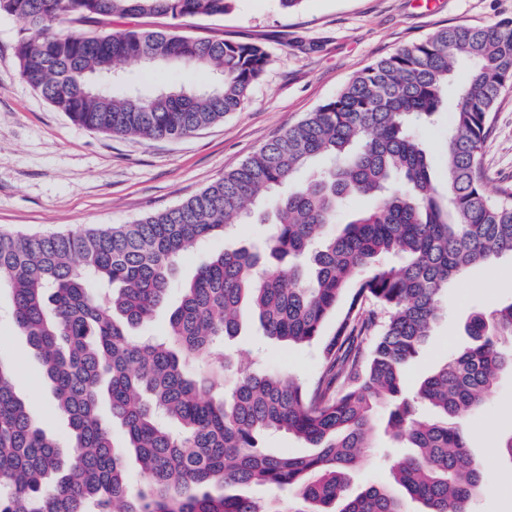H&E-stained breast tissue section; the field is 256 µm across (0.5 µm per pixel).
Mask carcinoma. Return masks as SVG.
Returning a JSON list of instances; mask_svg holds the SVG:
<instances>
[{
	"label": "carcinoma",
	"mask_w": 512,
	"mask_h": 512,
	"mask_svg": "<svg viewBox=\"0 0 512 512\" xmlns=\"http://www.w3.org/2000/svg\"><path fill=\"white\" fill-rule=\"evenodd\" d=\"M232 0H0L20 29L26 83L88 129L144 139L186 136L239 111L269 55L256 43L203 41L176 30L222 16ZM155 16L158 30H114ZM130 61L190 67L216 79L120 98L92 82ZM512 84V21L440 29L380 58L336 97L280 132L187 201L132 224L63 234H0V286L18 331L41 361L77 454L31 417L0 363V512H469L482 464L458 423L481 409L498 373L512 372V300L465 323L471 342L403 392L402 372L432 332L448 282L512 256V191L486 189L483 147ZM453 88L444 182L417 129ZM317 158L331 163L286 195ZM371 207L339 233V205ZM264 203L272 232L201 265L168 305L179 257L228 234ZM396 255L401 264L385 263ZM307 382L259 369L226 383V342L251 317L271 340H317L342 300ZM162 336L134 337L158 309ZM124 431L99 418L100 402ZM411 448L391 484L352 494L369 455L373 417ZM303 439L307 457L275 455L260 438ZM137 467L132 479L129 461ZM263 487L265 498L248 489Z\"/></svg>",
	"instance_id": "1"
}]
</instances>
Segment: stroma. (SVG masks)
Listing matches in <instances>:
<instances>
[{"label": "stroma", "instance_id": "stroma-1", "mask_svg": "<svg viewBox=\"0 0 512 512\" xmlns=\"http://www.w3.org/2000/svg\"><path fill=\"white\" fill-rule=\"evenodd\" d=\"M512 18V0H303L290 13L276 0H233L221 16L183 21L181 33L197 38L265 46L269 61L242 109L223 121L175 140L109 135L73 123L21 77L14 46L20 23L0 15V232L45 235L87 227L130 224L175 207L241 164L266 141L299 122L357 73L396 49L450 25H491ZM208 73L187 68L148 69L126 64L112 83L116 96L138 89L154 92L175 85L203 87ZM483 161L490 192L512 188V88L497 100ZM268 225L246 218L224 238L182 254L178 282L190 280L212 253L265 236ZM512 300V258L495 268L475 267L449 283L443 315L418 355L403 370L414 390L448 356L469 343L464 324L476 311ZM241 366L260 358L271 370L299 380L316 376L318 344L287 345L246 323L229 347ZM0 362L19 368L17 394L48 434L66 441L49 385L33 350L11 317V294L0 288ZM386 415L375 421L372 440L381 455L352 471L349 489L384 480V456L400 448L385 431ZM470 449L483 466L474 512H512V462L492 447L512 431V375L502 374L482 413L465 416Z\"/></svg>", "mask_w": 512, "mask_h": 512}]
</instances>
